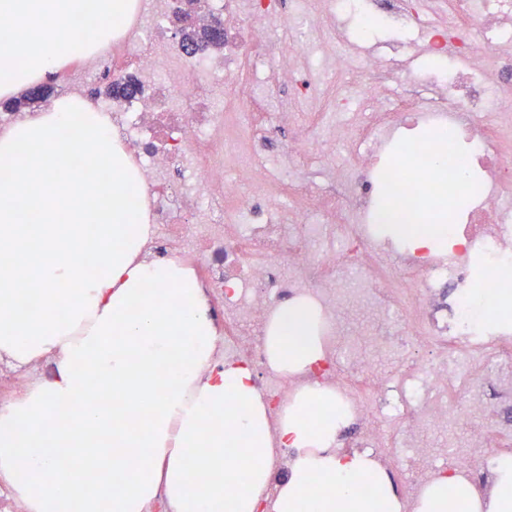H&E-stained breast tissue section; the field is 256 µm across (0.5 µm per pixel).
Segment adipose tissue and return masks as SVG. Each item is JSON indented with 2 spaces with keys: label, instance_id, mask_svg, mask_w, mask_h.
Returning <instances> with one entry per match:
<instances>
[{
  "label": "adipose tissue",
  "instance_id": "1",
  "mask_svg": "<svg viewBox=\"0 0 512 512\" xmlns=\"http://www.w3.org/2000/svg\"><path fill=\"white\" fill-rule=\"evenodd\" d=\"M128 0H0V101L67 60L102 50ZM81 143L90 151L69 160ZM418 186L413 210L396 191L381 237L408 248L448 245V212ZM144 186L112 121L61 96L0 133V360L25 367L51 354L57 374L0 403V478L26 512H257L273 475L272 440L294 449L273 512H402L371 456L334 449L345 413L308 387L270 433L251 369L217 368L210 305L180 259L150 260ZM88 263H81V256ZM321 314L304 299L268 328L272 366L303 372L323 359ZM415 512H512V458L477 496L464 479L434 480Z\"/></svg>",
  "mask_w": 512,
  "mask_h": 512
}]
</instances>
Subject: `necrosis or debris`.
I'll list each match as a JSON object with an SVG mask.
<instances>
[{
    "instance_id": "necrosis-or-debris-1",
    "label": "necrosis or debris",
    "mask_w": 512,
    "mask_h": 512,
    "mask_svg": "<svg viewBox=\"0 0 512 512\" xmlns=\"http://www.w3.org/2000/svg\"><path fill=\"white\" fill-rule=\"evenodd\" d=\"M189 0H138L107 53L81 59L73 95L126 78L142 90L113 110L112 128L146 187L149 247L192 268L224 314L216 363H242L287 405L304 377L274 369L266 329L283 301L307 299L322 315L328 358L316 381L336 392L357 425L353 447L396 474L405 492L439 475L484 484L512 446V321L462 310L428 312L439 288L493 299L512 286V0H448L464 26L447 31L466 62L423 94L395 65L355 66L300 11L296 42L271 46L280 0H205L224 26V53L170 44V16ZM326 73L302 100L284 88L299 61ZM447 131L491 190L452 236V260L416 251L390 260L373 243L371 192L395 173L385 149L404 122ZM288 142L266 144L280 132ZM470 428L431 444L449 420Z\"/></svg>"
}]
</instances>
